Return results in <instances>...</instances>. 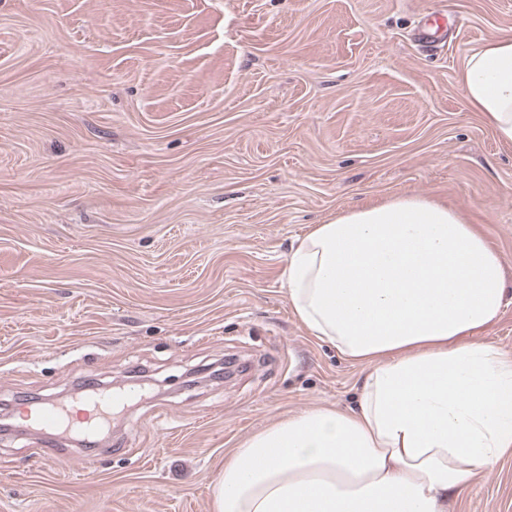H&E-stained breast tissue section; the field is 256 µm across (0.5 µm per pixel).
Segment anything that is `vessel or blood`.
Masks as SVG:
<instances>
[{"instance_id":"obj_1","label":"vessel or blood","mask_w":512,"mask_h":512,"mask_svg":"<svg viewBox=\"0 0 512 512\" xmlns=\"http://www.w3.org/2000/svg\"><path fill=\"white\" fill-rule=\"evenodd\" d=\"M118 396L109 392L85 394L81 402L86 411L82 420H74L72 411L53 402H45L28 409L26 419L31 430L46 437L68 432L82 439L92 438L112 422V407Z\"/></svg>"}]
</instances>
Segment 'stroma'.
<instances>
[{"label":"stroma","mask_w":512,"mask_h":512,"mask_svg":"<svg viewBox=\"0 0 512 512\" xmlns=\"http://www.w3.org/2000/svg\"><path fill=\"white\" fill-rule=\"evenodd\" d=\"M496 35L512 0H0V400L133 391L92 450L1 434L0 512H213L235 448L352 404L284 276L345 208L448 202L512 273V144L459 80ZM448 512H512V457Z\"/></svg>","instance_id":"obj_1"}]
</instances>
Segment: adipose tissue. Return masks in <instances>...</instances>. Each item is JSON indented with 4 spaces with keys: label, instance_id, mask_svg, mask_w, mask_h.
I'll return each instance as SVG.
<instances>
[{
    "label": "adipose tissue",
    "instance_id": "ef3b65f1",
    "mask_svg": "<svg viewBox=\"0 0 512 512\" xmlns=\"http://www.w3.org/2000/svg\"><path fill=\"white\" fill-rule=\"evenodd\" d=\"M460 82L512 143V37L473 51ZM285 281L310 334L364 365L359 398L235 449L214 512H448L512 454V356L467 339L512 305L480 225L416 194L363 203L299 238Z\"/></svg>",
    "mask_w": 512,
    "mask_h": 512
}]
</instances>
